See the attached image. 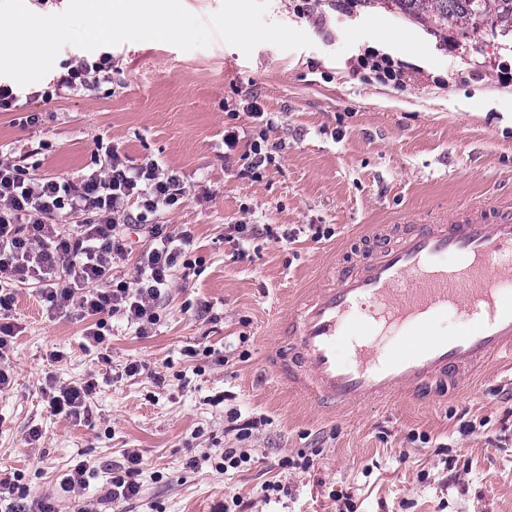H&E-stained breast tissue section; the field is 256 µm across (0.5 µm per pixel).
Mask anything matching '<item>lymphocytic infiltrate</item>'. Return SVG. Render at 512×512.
I'll return each instance as SVG.
<instances>
[{
	"instance_id": "lymphocytic-infiltrate-1",
	"label": "lymphocytic infiltrate",
	"mask_w": 512,
	"mask_h": 512,
	"mask_svg": "<svg viewBox=\"0 0 512 512\" xmlns=\"http://www.w3.org/2000/svg\"><path fill=\"white\" fill-rule=\"evenodd\" d=\"M104 173L80 181L31 175L16 160L0 161V391L9 387L13 323L12 288L35 282L51 311L87 320L85 338L103 344L108 320L121 316L139 335H148L179 260L193 242L190 230L177 233L161 224L164 211L181 200L183 181L157 163H123L107 150ZM79 216L61 228L59 215ZM135 227L144 244L133 279L113 281L112 264L130 247L126 227ZM97 384L49 385L45 394L53 415L77 422L85 418Z\"/></svg>"
}]
</instances>
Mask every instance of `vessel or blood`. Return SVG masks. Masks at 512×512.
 Instances as JSON below:
<instances>
[{"mask_svg":"<svg viewBox=\"0 0 512 512\" xmlns=\"http://www.w3.org/2000/svg\"><path fill=\"white\" fill-rule=\"evenodd\" d=\"M460 333L437 330L447 317ZM289 386L336 407L430 398L492 362L512 365V202L451 220L387 224L283 320Z\"/></svg>","mask_w":512,"mask_h":512,"instance_id":"1","label":"vessel or blood"}]
</instances>
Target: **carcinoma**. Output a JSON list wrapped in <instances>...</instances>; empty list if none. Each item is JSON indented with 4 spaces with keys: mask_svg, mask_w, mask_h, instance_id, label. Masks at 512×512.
<instances>
[{
    "mask_svg": "<svg viewBox=\"0 0 512 512\" xmlns=\"http://www.w3.org/2000/svg\"><path fill=\"white\" fill-rule=\"evenodd\" d=\"M384 4L441 35L454 30L467 38L480 30L482 22L512 32V0H384Z\"/></svg>",
    "mask_w": 512,
    "mask_h": 512,
    "instance_id": "obj_1",
    "label": "carcinoma"
}]
</instances>
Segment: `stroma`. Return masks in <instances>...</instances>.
<instances>
[{"instance_id":"stroma-1","label":"stroma","mask_w":512,"mask_h":512,"mask_svg":"<svg viewBox=\"0 0 512 512\" xmlns=\"http://www.w3.org/2000/svg\"><path fill=\"white\" fill-rule=\"evenodd\" d=\"M297 5L270 0L266 18L304 31L312 47L263 43L247 56L220 40L187 52L126 42L109 47L108 78L44 101L66 63L100 57L67 46L41 81L15 87V111L0 112V159H26L36 175L80 180L109 147L127 165L177 172L185 196L163 221L195 239L147 336L117 315L95 348L84 323L50 312L35 286L15 291L0 479L22 474L31 494H54L60 512L82 507L60 488L80 461L84 500L111 512L112 470L131 449L142 457L141 491L123 512H222L235 497L243 512H338L339 494L351 512H512V370L486 368L433 402L407 394L331 410L273 366L282 318L366 249L369 228L512 198V81L499 77L501 64L512 67V35L485 26L444 37L383 0H315L308 17ZM367 49L402 63L403 85L356 72ZM254 100L262 117L247 111ZM22 112L39 122L20 125ZM233 128L274 143L260 173L225 147ZM238 224L275 234L246 239ZM133 361L144 369L130 377ZM91 377L99 389L81 423L48 412V383ZM33 427L42 438L30 445ZM236 447L249 463L217 471L222 450Z\"/></svg>"}]
</instances>
